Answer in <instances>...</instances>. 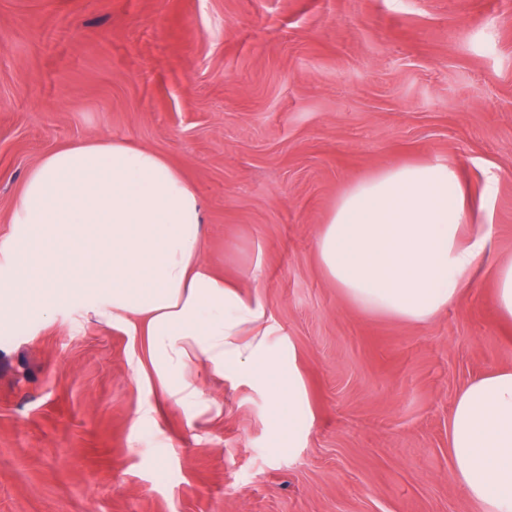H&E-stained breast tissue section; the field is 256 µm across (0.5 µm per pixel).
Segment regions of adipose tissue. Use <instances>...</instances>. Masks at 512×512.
Listing matches in <instances>:
<instances>
[{
	"instance_id": "1",
	"label": "adipose tissue",
	"mask_w": 512,
	"mask_h": 512,
	"mask_svg": "<svg viewBox=\"0 0 512 512\" xmlns=\"http://www.w3.org/2000/svg\"><path fill=\"white\" fill-rule=\"evenodd\" d=\"M204 204L167 159L118 138L44 156L0 244V312L49 317L84 303L138 339L137 372L175 403L215 409L201 373L259 383L282 418L300 389L285 373L264 304L205 259ZM492 227L472 221L460 173L439 162L391 165L350 186L316 239L320 266L365 311L424 323L470 287ZM457 484L480 512H512V368L472 379L448 419Z\"/></svg>"
}]
</instances>
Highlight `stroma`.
<instances>
[{
	"label": "stroma",
	"instance_id": "1",
	"mask_svg": "<svg viewBox=\"0 0 512 512\" xmlns=\"http://www.w3.org/2000/svg\"><path fill=\"white\" fill-rule=\"evenodd\" d=\"M111 136L194 184L206 258L279 327L305 424L231 379L191 417L85 306L6 319L0 512H478L448 417L512 368L492 273L512 262V0H0V240L46 154ZM426 161L459 169L493 240L415 324L352 303L315 242L348 186Z\"/></svg>",
	"mask_w": 512,
	"mask_h": 512
}]
</instances>
